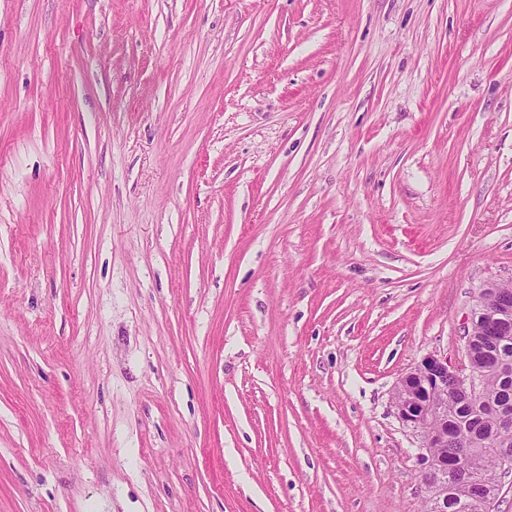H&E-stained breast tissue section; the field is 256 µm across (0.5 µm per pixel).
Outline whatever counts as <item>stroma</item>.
Masks as SVG:
<instances>
[{"label": "stroma", "instance_id": "1", "mask_svg": "<svg viewBox=\"0 0 512 512\" xmlns=\"http://www.w3.org/2000/svg\"><path fill=\"white\" fill-rule=\"evenodd\" d=\"M490 282L512 0H0V512H424Z\"/></svg>", "mask_w": 512, "mask_h": 512}]
</instances>
